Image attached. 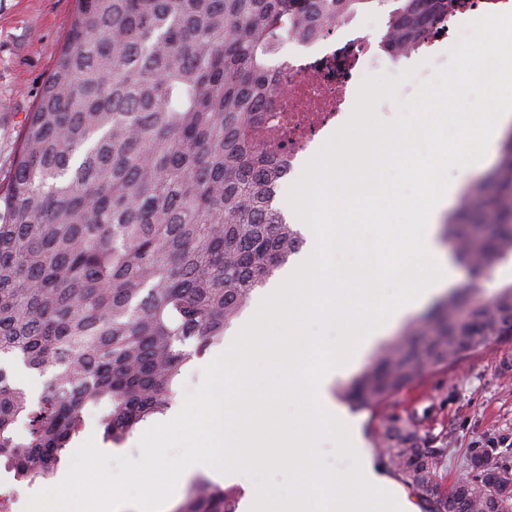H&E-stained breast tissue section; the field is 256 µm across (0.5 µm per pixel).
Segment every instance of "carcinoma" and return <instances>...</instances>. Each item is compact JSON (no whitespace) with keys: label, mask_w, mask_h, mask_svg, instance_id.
Returning a JSON list of instances; mask_svg holds the SVG:
<instances>
[{"label":"carcinoma","mask_w":512,"mask_h":512,"mask_svg":"<svg viewBox=\"0 0 512 512\" xmlns=\"http://www.w3.org/2000/svg\"><path fill=\"white\" fill-rule=\"evenodd\" d=\"M467 0H76L65 46L26 114L0 184V458L18 483L54 477L84 411L124 442L175 404L184 367L224 339L253 290L303 238L273 206L274 156L250 139L280 87L284 36L325 34L389 8L381 47L406 56ZM473 272L346 391L377 414L439 366L512 336V137L443 225ZM487 300L470 302L489 285ZM50 375L32 399L13 366ZM420 425L382 423L379 466L426 512L443 453ZM463 512H512V467L475 454ZM241 491L200 478L177 512H236Z\"/></svg>","instance_id":"cac0c4a2"}]
</instances>
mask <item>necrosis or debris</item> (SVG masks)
<instances>
[{"label":"necrosis or debris","instance_id":"4bbe7bcc","mask_svg":"<svg viewBox=\"0 0 512 512\" xmlns=\"http://www.w3.org/2000/svg\"><path fill=\"white\" fill-rule=\"evenodd\" d=\"M295 53L277 69L287 94L275 110L264 141L285 180H295L307 157L318 151L327 130L338 127L350 101V82L360 59L371 51L369 36L349 31L336 42L324 37L294 38Z\"/></svg>","mask_w":512,"mask_h":512}]
</instances>
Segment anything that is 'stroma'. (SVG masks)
Returning a JSON list of instances; mask_svg holds the SVG:
<instances>
[{
    "label": "stroma",
    "mask_w": 512,
    "mask_h": 512,
    "mask_svg": "<svg viewBox=\"0 0 512 512\" xmlns=\"http://www.w3.org/2000/svg\"><path fill=\"white\" fill-rule=\"evenodd\" d=\"M74 13L75 0H0V183L13 173L24 117L38 102ZM448 51L442 41L408 60L383 53L369 61L366 73L395 77L416 69V80L400 87L399 99L404 101L418 82L448 63ZM347 410L358 421L364 447L372 451L383 417L421 418L430 445L446 451L437 491L448 497L457 478L470 472L476 451L494 449L512 465V338L428 374L395 394L380 416L352 404Z\"/></svg>",
    "instance_id": "35a3bbf8"
}]
</instances>
